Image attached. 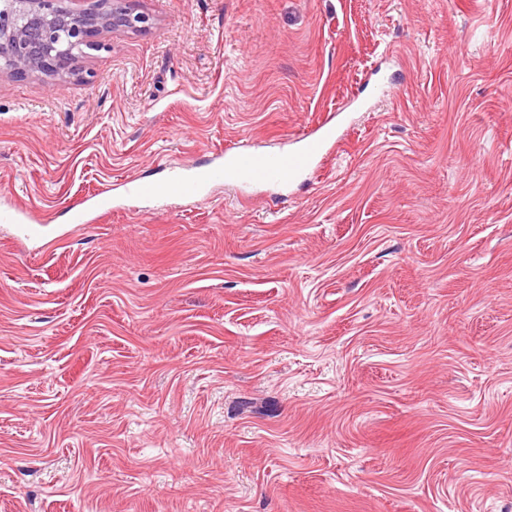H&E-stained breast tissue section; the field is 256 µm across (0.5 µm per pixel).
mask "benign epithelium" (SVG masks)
I'll return each instance as SVG.
<instances>
[{"label": "benign epithelium", "instance_id": "benign-epithelium-1", "mask_svg": "<svg viewBox=\"0 0 512 512\" xmlns=\"http://www.w3.org/2000/svg\"><path fill=\"white\" fill-rule=\"evenodd\" d=\"M100 2L96 11H75L62 0H0V73L65 78L76 72L78 54L97 46L102 31H143L150 25L131 0Z\"/></svg>", "mask_w": 512, "mask_h": 512}]
</instances>
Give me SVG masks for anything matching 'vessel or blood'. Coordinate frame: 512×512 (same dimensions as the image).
<instances>
[{"label": "vessel or blood", "instance_id": "1", "mask_svg": "<svg viewBox=\"0 0 512 512\" xmlns=\"http://www.w3.org/2000/svg\"><path fill=\"white\" fill-rule=\"evenodd\" d=\"M336 142L335 127L322 122L297 134L291 148L258 152L230 147L225 151L223 163L189 174L181 173L169 180L133 179L128 181L127 191L142 198L192 199L203 187L214 183L243 189L286 186L317 170ZM111 205V198L102 194L97 195L91 206L83 201L76 202L66 209L67 221L73 225L91 223L92 210L105 212Z\"/></svg>", "mask_w": 512, "mask_h": 512}]
</instances>
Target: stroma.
<instances>
[{
	"mask_svg": "<svg viewBox=\"0 0 512 512\" xmlns=\"http://www.w3.org/2000/svg\"><path fill=\"white\" fill-rule=\"evenodd\" d=\"M133 6L0 75V211L61 232L0 223V512H512V0ZM333 112L282 192L124 190Z\"/></svg>",
	"mask_w": 512,
	"mask_h": 512,
	"instance_id": "obj_1",
	"label": "stroma"
}]
</instances>
